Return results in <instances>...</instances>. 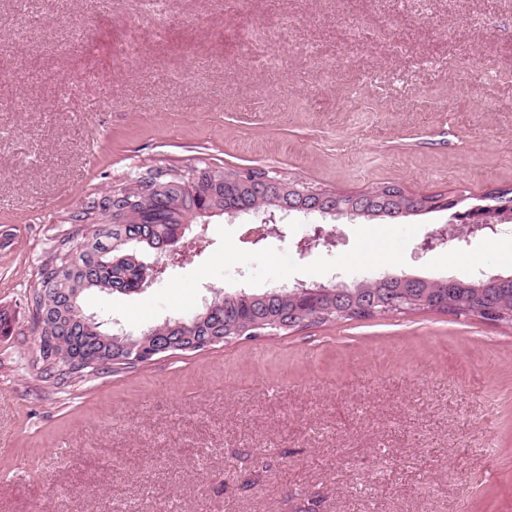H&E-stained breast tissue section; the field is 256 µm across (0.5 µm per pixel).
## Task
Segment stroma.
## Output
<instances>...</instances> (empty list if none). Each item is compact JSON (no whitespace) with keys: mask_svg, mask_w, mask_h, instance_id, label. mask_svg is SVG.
I'll use <instances>...</instances> for the list:
<instances>
[{"mask_svg":"<svg viewBox=\"0 0 512 512\" xmlns=\"http://www.w3.org/2000/svg\"><path fill=\"white\" fill-rule=\"evenodd\" d=\"M202 161L349 194L512 187V0H0V512H512L509 324L389 314L41 381L28 294L64 216ZM275 220L190 226L148 287L82 308L136 336L242 289L512 275L507 225L422 250L447 210L389 224L386 265L354 259L376 225ZM317 226L336 245L299 251Z\"/></svg>","mask_w":512,"mask_h":512,"instance_id":"stroma-1","label":"stroma"}]
</instances>
